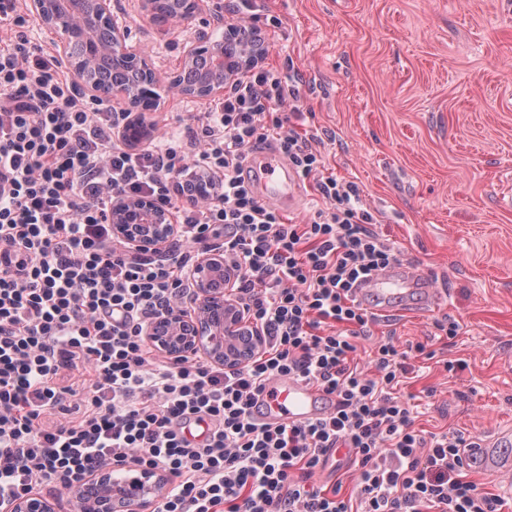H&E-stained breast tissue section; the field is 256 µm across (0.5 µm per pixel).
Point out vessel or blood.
Returning a JSON list of instances; mask_svg holds the SVG:
<instances>
[{
  "mask_svg": "<svg viewBox=\"0 0 512 512\" xmlns=\"http://www.w3.org/2000/svg\"><path fill=\"white\" fill-rule=\"evenodd\" d=\"M247 167L259 199L280 209L295 206L297 179L278 151L268 149L253 153ZM356 297L367 310L384 316L427 306L436 299L429 281L403 264L365 281L357 288ZM258 406L260 421L299 423L327 417L335 410L336 400L304 381L278 376L266 383ZM511 447L512 434H507L488 444H476L474 451L483 456L493 475H511L512 457L502 460L495 454L496 449Z\"/></svg>",
  "mask_w": 512,
  "mask_h": 512,
  "instance_id": "1",
  "label": "vessel or blood"
}]
</instances>
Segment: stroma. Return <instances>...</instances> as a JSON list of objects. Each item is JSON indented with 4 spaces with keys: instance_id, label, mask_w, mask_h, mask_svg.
Here are the masks:
<instances>
[{
    "instance_id": "obj_1",
    "label": "stroma",
    "mask_w": 512,
    "mask_h": 512,
    "mask_svg": "<svg viewBox=\"0 0 512 512\" xmlns=\"http://www.w3.org/2000/svg\"><path fill=\"white\" fill-rule=\"evenodd\" d=\"M204 0L188 29L162 32L141 0H112L159 76L185 45L219 37ZM282 26L269 60L300 90L304 127L328 169L356 182L400 260L430 279L426 309L379 318L375 335L421 342L418 425L474 439L512 432V0H266ZM457 321L459 335L436 338ZM461 359L464 370L445 371Z\"/></svg>"
}]
</instances>
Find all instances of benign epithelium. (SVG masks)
<instances>
[{"instance_id":"1","label":"benign epithelium","mask_w":512,"mask_h":512,"mask_svg":"<svg viewBox=\"0 0 512 512\" xmlns=\"http://www.w3.org/2000/svg\"><path fill=\"white\" fill-rule=\"evenodd\" d=\"M28 5L43 27L58 37L60 57L79 84L98 101L122 100L123 112L128 115L122 123V137L131 145L148 138L151 127L143 116L161 106V79L149 57L127 43V31L112 14V0H28ZM200 11V0H183L169 22L188 27ZM104 54L115 55L120 64L152 76L150 104H145L141 90L131 84L101 85L96 65ZM223 59L221 41L186 45L179 68L167 78V91L197 100L223 97ZM211 197L210 179L192 177L185 184L187 202H206ZM112 224L117 236L143 250L168 242L176 233L171 213L142 198L115 202ZM189 277L193 293L149 324L146 336L150 342L174 361L203 356L227 369L258 356L265 345L264 336L230 298L235 276L224 268L222 252L215 249L201 255ZM122 469L132 475L124 479V490L118 496L113 494L112 468L93 474L79 485L74 494L77 512H153L167 489L164 474L139 464H125ZM0 512H53V506L45 497L31 493L0 503Z\"/></svg>"}]
</instances>
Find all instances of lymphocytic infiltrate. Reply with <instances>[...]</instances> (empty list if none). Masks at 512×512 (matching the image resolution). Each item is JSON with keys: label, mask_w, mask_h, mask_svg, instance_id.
I'll use <instances>...</instances> for the list:
<instances>
[{"label": "lymphocytic infiltrate", "mask_w": 512, "mask_h": 512, "mask_svg": "<svg viewBox=\"0 0 512 512\" xmlns=\"http://www.w3.org/2000/svg\"><path fill=\"white\" fill-rule=\"evenodd\" d=\"M20 0H0V500L72 490L93 472L135 462L169 488L154 512H503L470 476L463 432L417 429L399 394L414 374L394 336L358 361L375 317L354 288L397 263L356 182L291 128L290 78L268 61L257 0H229L224 38L239 43L224 97L197 124L161 127L128 145L122 115L87 95L59 55L32 43ZM275 143L320 206L303 224L260 201L243 176ZM215 197L186 204L190 171ZM150 197L178 223L173 242L138 250L112 232L113 204ZM222 248L237 303L265 336L257 358L227 369L171 361L146 329L192 291L188 271ZM278 375L333 395L334 413L257 422L254 398ZM351 449L355 485L313 480Z\"/></svg>", "instance_id": "obj_1"}]
</instances>
